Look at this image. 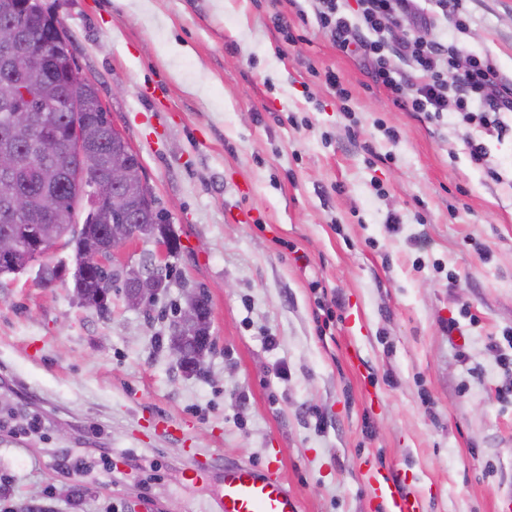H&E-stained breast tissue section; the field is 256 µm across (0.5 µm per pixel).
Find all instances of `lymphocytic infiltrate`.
Masks as SVG:
<instances>
[{"instance_id": "1", "label": "lymphocytic infiltrate", "mask_w": 512, "mask_h": 512, "mask_svg": "<svg viewBox=\"0 0 512 512\" xmlns=\"http://www.w3.org/2000/svg\"><path fill=\"white\" fill-rule=\"evenodd\" d=\"M319 28L347 53L361 54L393 103L427 118L451 111L467 125L505 135L512 112V86L494 61L464 44L432 36L439 19L464 28L457 0H310ZM412 21L415 33L398 45L390 30Z\"/></svg>"}]
</instances>
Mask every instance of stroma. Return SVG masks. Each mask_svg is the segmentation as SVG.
I'll list each match as a JSON object with an SVG mask.
<instances>
[{"label":"stroma","mask_w":512,"mask_h":512,"mask_svg":"<svg viewBox=\"0 0 512 512\" xmlns=\"http://www.w3.org/2000/svg\"><path fill=\"white\" fill-rule=\"evenodd\" d=\"M82 78L138 154L206 288L202 374L168 350L171 287L107 316L35 270L0 286V512H205L218 476L186 451L278 474L301 512H386L374 471L420 512H512V133L387 98L286 0H43ZM465 33L512 84V0H461ZM335 72L346 98L326 84ZM486 257H479L478 248ZM458 329L449 332V320ZM111 449L115 471L62 455ZM466 145L469 151L471 161L478 166L485 167L488 175L495 181H501L500 173L496 168L491 167L488 162V153L485 145L479 142L473 136H469L466 140Z\"/></svg>","instance_id":"stroma-1"}]
</instances>
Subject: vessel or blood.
<instances>
[{
  "label": "vessel or blood",
  "instance_id": "obj_1",
  "mask_svg": "<svg viewBox=\"0 0 512 512\" xmlns=\"http://www.w3.org/2000/svg\"><path fill=\"white\" fill-rule=\"evenodd\" d=\"M186 470L193 476L219 473V490L208 512H299L298 499L270 469L227 462L207 449L192 448L186 455ZM374 484L391 512H418L417 496L403 491L390 475L378 474Z\"/></svg>",
  "mask_w": 512,
  "mask_h": 512
}]
</instances>
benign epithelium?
I'll return each instance as SVG.
<instances>
[{
  "mask_svg": "<svg viewBox=\"0 0 512 512\" xmlns=\"http://www.w3.org/2000/svg\"><path fill=\"white\" fill-rule=\"evenodd\" d=\"M48 40L36 44L31 64L41 65L56 61L67 71L75 70L73 55L69 43L61 34L57 18L47 19ZM24 28L16 23L0 27V50L12 51L18 47L31 48L24 41ZM14 113L13 125L23 127L34 148L41 150L54 140L52 127L37 116L39 112H54L63 109L67 112H84L86 104L73 93L58 104L47 105L41 102L37 92L27 86L14 87L11 93L0 99ZM93 109L101 113V126L109 129L112 139L124 146V155L112 159L105 178L91 179L85 172H78L70 179L74 180L83 196L85 207L93 209L97 218H102L100 206L112 209V237L101 236L87 239L82 253L97 264L112 266V279L118 284H127L132 288L128 295L129 305L150 310L155 306L163 287L179 282L183 290L185 303L176 305L171 313L170 329L173 340L169 349L177 362L195 364L198 373L204 372L206 357L213 350L211 335V312L208 296L204 289L189 286L184 279L177 278V271L171 258L177 255L175 241L170 232L163 229L169 223L167 215L160 211L152 192L144 178L141 161L132 162L127 155H135L122 131L112 123L109 113L102 102L97 100ZM98 128L85 121L74 122L68 131L67 150L80 157L89 153L96 145ZM19 166V159L8 140L0 143V184L5 191L0 195L4 204L16 221L28 218L31 204L27 197L10 189L12 175ZM38 207L45 215L63 214L59 197L45 192L38 199ZM150 242L154 250L148 253L138 265H130L122 260L120 249L130 241ZM57 240L44 235L41 226L29 228L23 235L5 233L0 235V260H12L24 249L31 248L40 257H46L56 246Z\"/></svg>",
  "mask_w": 512,
  "mask_h": 512,
  "instance_id": "1",
  "label": "benign epithelium"
}]
</instances>
